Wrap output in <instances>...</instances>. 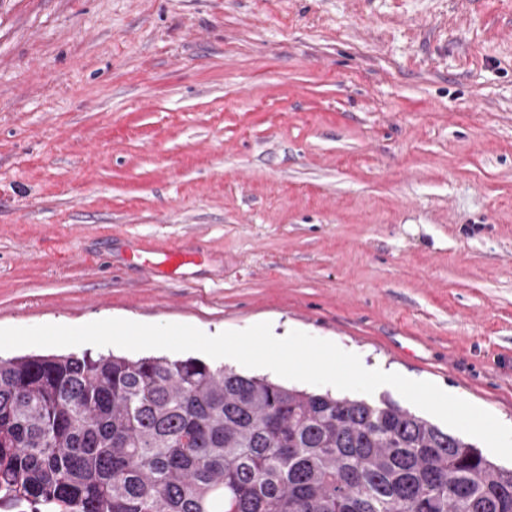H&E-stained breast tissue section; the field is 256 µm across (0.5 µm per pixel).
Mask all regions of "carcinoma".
I'll use <instances>...</instances> for the list:
<instances>
[{"mask_svg": "<svg viewBox=\"0 0 512 512\" xmlns=\"http://www.w3.org/2000/svg\"><path fill=\"white\" fill-rule=\"evenodd\" d=\"M512 512V468L392 401L198 358L0 359V512Z\"/></svg>", "mask_w": 512, "mask_h": 512, "instance_id": "1", "label": "carcinoma"}]
</instances>
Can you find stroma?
Listing matches in <instances>:
<instances>
[{"label":"stroma","instance_id":"35a3bbf8","mask_svg":"<svg viewBox=\"0 0 512 512\" xmlns=\"http://www.w3.org/2000/svg\"><path fill=\"white\" fill-rule=\"evenodd\" d=\"M107 318L512 426V0H0V328Z\"/></svg>","mask_w":512,"mask_h":512}]
</instances>
